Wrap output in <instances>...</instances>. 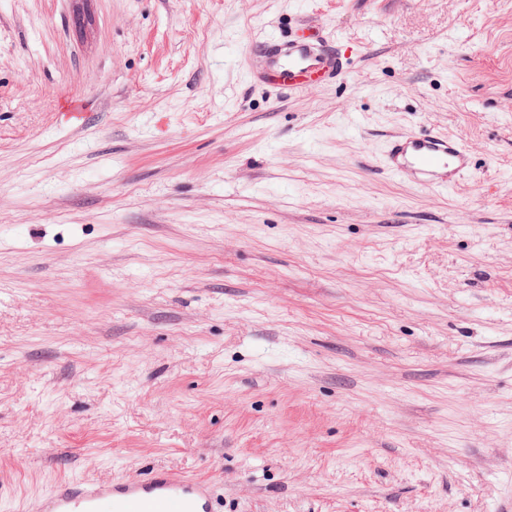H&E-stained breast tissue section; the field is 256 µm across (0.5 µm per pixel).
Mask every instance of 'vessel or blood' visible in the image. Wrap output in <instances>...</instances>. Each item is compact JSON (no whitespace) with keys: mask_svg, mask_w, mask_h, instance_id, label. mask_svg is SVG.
I'll use <instances>...</instances> for the list:
<instances>
[{"mask_svg":"<svg viewBox=\"0 0 512 512\" xmlns=\"http://www.w3.org/2000/svg\"><path fill=\"white\" fill-rule=\"evenodd\" d=\"M257 50L264 59L261 81L277 89L326 84L345 68L342 54L309 31L267 38ZM381 161L389 174L436 192L455 188L473 171L468 147L437 132L393 136ZM24 512H212V494L206 482L153 471L109 484L64 481L28 501Z\"/></svg>","mask_w":512,"mask_h":512,"instance_id":"b4317fda","label":"vessel or blood"}]
</instances>
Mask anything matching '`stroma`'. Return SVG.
<instances>
[{
    "label": "stroma",
    "instance_id": "stroma-1",
    "mask_svg": "<svg viewBox=\"0 0 512 512\" xmlns=\"http://www.w3.org/2000/svg\"><path fill=\"white\" fill-rule=\"evenodd\" d=\"M299 24L351 69L269 90ZM411 131L475 174H384ZM158 469L512 512V0H0V512ZM381 161L389 174L435 192L455 188L462 176L473 172L468 147L437 132L393 136Z\"/></svg>",
    "mask_w": 512,
    "mask_h": 512
}]
</instances>
